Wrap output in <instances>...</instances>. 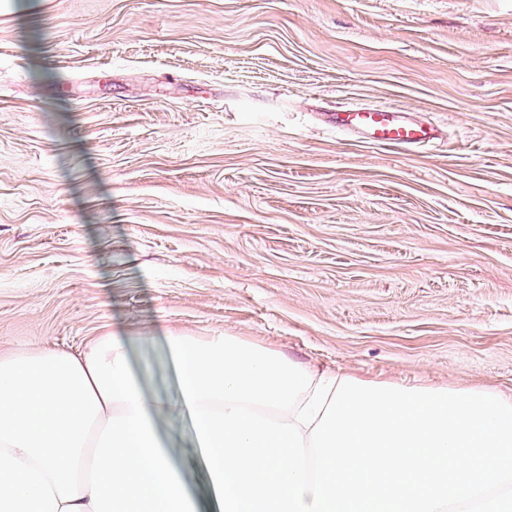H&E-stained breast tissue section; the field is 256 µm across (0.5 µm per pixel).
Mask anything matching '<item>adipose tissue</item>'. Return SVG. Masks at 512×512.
Wrapping results in <instances>:
<instances>
[{
	"label": "adipose tissue",
	"instance_id": "ef3b65f1",
	"mask_svg": "<svg viewBox=\"0 0 512 512\" xmlns=\"http://www.w3.org/2000/svg\"><path fill=\"white\" fill-rule=\"evenodd\" d=\"M221 512H512V396L320 375L232 336L167 338ZM107 330L0 353V512H199L164 402Z\"/></svg>",
	"mask_w": 512,
	"mask_h": 512
}]
</instances>
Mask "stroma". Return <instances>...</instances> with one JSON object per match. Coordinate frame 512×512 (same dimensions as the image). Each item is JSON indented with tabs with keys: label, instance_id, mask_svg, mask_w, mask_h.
<instances>
[{
	"label": "stroma",
	"instance_id": "stroma-1",
	"mask_svg": "<svg viewBox=\"0 0 512 512\" xmlns=\"http://www.w3.org/2000/svg\"><path fill=\"white\" fill-rule=\"evenodd\" d=\"M438 126L385 149L339 106ZM222 334L512 395V0H39L0 15V351ZM159 428L215 512L187 415Z\"/></svg>",
	"mask_w": 512,
	"mask_h": 512
}]
</instances>
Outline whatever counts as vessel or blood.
Wrapping results in <instances>:
<instances>
[{
  "mask_svg": "<svg viewBox=\"0 0 512 512\" xmlns=\"http://www.w3.org/2000/svg\"><path fill=\"white\" fill-rule=\"evenodd\" d=\"M332 119L337 130L398 151L418 150L436 138L431 123L414 119L397 107L344 106Z\"/></svg>",
  "mask_w": 512,
  "mask_h": 512,
  "instance_id": "b4317fda",
  "label": "vessel or blood"
}]
</instances>
